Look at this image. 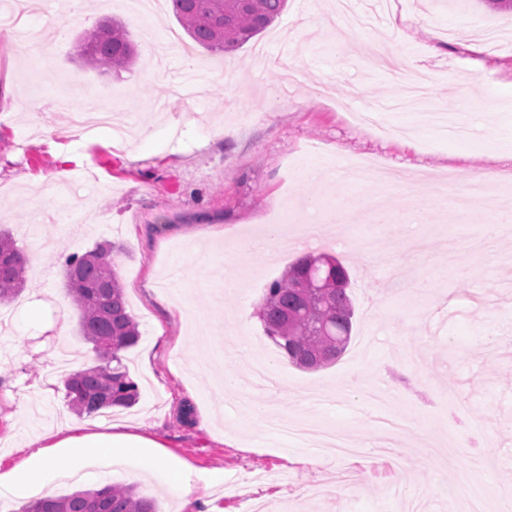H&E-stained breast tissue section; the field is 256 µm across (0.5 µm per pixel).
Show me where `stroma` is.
Listing matches in <instances>:
<instances>
[{
	"label": "stroma",
	"instance_id": "35a3bbf8",
	"mask_svg": "<svg viewBox=\"0 0 512 512\" xmlns=\"http://www.w3.org/2000/svg\"><path fill=\"white\" fill-rule=\"evenodd\" d=\"M63 0H34L8 38L24 54L0 51V230L35 250L25 226L39 218L45 234L65 230L59 249L34 257L17 298L0 305L15 325L0 334V472L29 455L27 439L44 424L17 414L26 399L56 420L74 419L59 360L67 369L94 362L77 333V311L64 290L65 259L111 242L138 343L124 351L139 400L131 408L84 417L102 431L138 426L155 439L159 459L196 474L195 490L173 498L153 477L126 471L115 482L136 485L159 512H457L460 495L477 487L501 498L512 489V341L493 342L512 302L507 238L472 250L499 190L460 213L439 195L435 178L484 175L512 179V51L483 43L495 23L512 35V13L445 0H390L364 24L326 22L336 0H289L273 26L223 55L190 44L200 89L182 88L189 60L154 66L156 43L182 28L171 0H144L139 12L118 0H82L66 28L50 20ZM127 23L138 58L120 74H101L74 59L75 39L104 17ZM483 44L490 66L471 86L455 75L470 67L467 47ZM391 44L417 73L431 77L430 109L393 104L388 69L369 58ZM44 104L55 134L42 138L14 102ZM78 109L116 107L129 135L88 140L55 117L59 99ZM315 179L304 180V170ZM67 171V197L52 184ZM342 208L344 241L323 237L351 275L352 340L336 364L304 371L279 356L256 315L267 286L297 258L272 257L240 240L260 237L273 214L291 216L285 235L302 231V215ZM221 255L207 271L198 260ZM425 279L424 292L395 294L398 269ZM237 281L225 292V279ZM280 384L261 396L298 423L341 427L355 454L332 456L325 436H284L240 413L253 392L255 364ZM235 375L221 402L208 392L222 372ZM352 373L382 388L379 403L343 389ZM395 410L410 432L396 451L379 454L372 417ZM410 459L400 470L397 456Z\"/></svg>",
	"mask_w": 512,
	"mask_h": 512
}]
</instances>
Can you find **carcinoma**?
I'll return each instance as SVG.
<instances>
[{
  "mask_svg": "<svg viewBox=\"0 0 512 512\" xmlns=\"http://www.w3.org/2000/svg\"><path fill=\"white\" fill-rule=\"evenodd\" d=\"M174 17L191 39L212 53L233 51L262 33L287 8L288 0H171ZM83 67L101 73L133 65L136 46L126 26L106 18L77 38ZM112 246H100L65 260V289L78 311V331L95 355V365L63 380L67 406L80 415H102L129 407L138 389L121 353L139 340L128 312L123 284L108 261ZM28 255L0 232V304L14 300L24 284ZM350 275L336 257L307 254L272 281L259 305L265 332L293 365L318 370L347 349L354 315L348 295ZM22 512H158L155 500L132 485L106 484L64 496H45Z\"/></svg>",
  "mask_w": 512,
  "mask_h": 512,
  "instance_id": "cac0c4a2",
  "label": "carcinoma"
}]
</instances>
